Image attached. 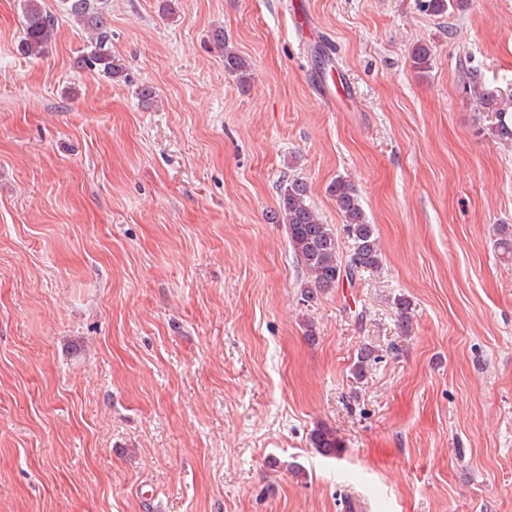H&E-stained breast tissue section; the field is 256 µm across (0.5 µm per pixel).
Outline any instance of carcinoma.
<instances>
[{"instance_id":"cac0c4a2","label":"carcinoma","mask_w":512,"mask_h":512,"mask_svg":"<svg viewBox=\"0 0 512 512\" xmlns=\"http://www.w3.org/2000/svg\"><path fill=\"white\" fill-rule=\"evenodd\" d=\"M22 36L17 51L24 57L42 56L56 30L57 19L46 8L44 0H22ZM110 0H62L66 13L88 34L87 44L75 59L80 72L101 76L109 81L125 76L120 59L112 53V27L109 21ZM469 0H424L428 11L440 15L448 9L463 10ZM213 42L224 48V69L242 82L250 76L248 61L230 48L224 41V33L216 31ZM474 95L487 112L495 115V132L501 138L512 139V127L505 121L506 113L500 108L501 101L491 90L484 87L481 79L470 76ZM330 193L344 218L347 236L352 241L348 260H342L339 244L330 225L323 223L309 201L307 184L299 179L288 180L279 194L278 217L288 230V243L297 266L306 277L303 300L310 302L317 292L336 288L340 282H351L365 270H376L382 262L381 250L374 225L370 224L362 209L358 190L351 181L338 177L330 185ZM495 248L505 258L512 257V224L496 227ZM376 356L374 350L365 347L360 351L353 366L357 379L366 377ZM313 448L324 456L337 457L343 442L336 430L319 424L310 434Z\"/></svg>"}]
</instances>
